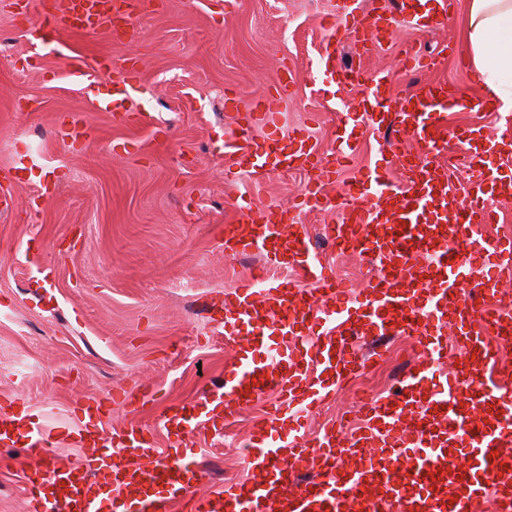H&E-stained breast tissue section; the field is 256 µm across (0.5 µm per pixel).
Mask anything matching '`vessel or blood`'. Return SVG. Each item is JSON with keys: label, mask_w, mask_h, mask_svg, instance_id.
Listing matches in <instances>:
<instances>
[{"label": "vessel or blood", "mask_w": 512, "mask_h": 512, "mask_svg": "<svg viewBox=\"0 0 512 512\" xmlns=\"http://www.w3.org/2000/svg\"><path fill=\"white\" fill-rule=\"evenodd\" d=\"M424 16L420 0H399L396 10L367 9L363 0H341L349 39L361 48L380 46L392 26L437 31L447 27L448 0H435ZM42 16L30 20L41 42L60 31H104L115 44L131 41L137 31L139 0H41ZM403 70H431L436 59L413 45L399 51ZM97 76L109 79L103 111L126 121L140 115L142 84L133 57L103 59ZM337 87L363 86L361 102L371 124L381 126L396 115L402 134L417 151L401 163L406 176L396 184L371 170L359 180L362 206L330 239L338 247L373 258L377 274L366 275L358 289L338 282L312 252L307 231L297 224L296 209L329 206L322 178L347 160L357 131L337 137L323 154L308 137L294 134L289 150L261 149L248 137L256 126L276 127L284 104L258 98L247 106L224 101L235 113L238 132L222 141L225 174L269 173L308 167L320 179L309 184L296 206L267 208L256 216L234 218L224 229L225 251L261 255L269 268L292 266L289 281L262 279L243 283L214 306L215 321L226 342L237 345V362L224 375V390L212 400L170 404L162 417L167 439L158 450L152 429L139 417L148 392L119 388L131 422L106 428L100 404H77L81 426L78 445L91 455L78 465L41 468L55 444L28 412L0 406V447L16 444L18 432L29 438V501L33 512H103L102 487H114L113 512H378L371 486H383L396 512H473L483 490L473 475L490 478L501 463L496 451L512 427V395L497 370V360L482 335L489 326L512 332V309L493 308L498 272L512 261V241L484 237L483 225L496 215L483 203L484 183L512 198V177L494 167L492 147L457 155L451 142L481 139V132L449 129L450 94L444 83L426 82L400 97L390 92V76L362 67H342L326 56L311 93L321 96L324 79ZM477 170L465 195L450 188L457 167ZM412 337L421 360L397 378L383 396L363 403L355 428L331 424L315 436L305 431L306 413L333 398L342 383L384 354L390 337ZM456 348L459 357L448 373L439 368ZM441 384H434L435 375ZM274 396L264 417L250 432L246 463L264 471L263 481H231L197 493L205 472L194 459L196 437L223 434L248 406ZM465 449L460 466L449 465L452 449ZM323 462L316 480L302 477L311 460Z\"/></svg>", "instance_id": "vessel-or-blood-1"}]
</instances>
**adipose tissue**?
Segmentation results:
<instances>
[{
    "mask_svg": "<svg viewBox=\"0 0 512 512\" xmlns=\"http://www.w3.org/2000/svg\"><path fill=\"white\" fill-rule=\"evenodd\" d=\"M463 40L482 84L512 106V0H466Z\"/></svg>",
    "mask_w": 512,
    "mask_h": 512,
    "instance_id": "ef3b65f1",
    "label": "adipose tissue"
}]
</instances>
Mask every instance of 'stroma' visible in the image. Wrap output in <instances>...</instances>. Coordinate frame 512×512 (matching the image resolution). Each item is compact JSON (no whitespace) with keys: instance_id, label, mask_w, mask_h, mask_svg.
Listing matches in <instances>:
<instances>
[{"instance_id":"1","label":"stroma","mask_w":512,"mask_h":512,"mask_svg":"<svg viewBox=\"0 0 512 512\" xmlns=\"http://www.w3.org/2000/svg\"><path fill=\"white\" fill-rule=\"evenodd\" d=\"M17 2L0 0V197L13 201L0 213V404L28 408L55 436V462L73 465L84 458L70 436L78 400L102 403L106 421L118 427L129 417L113 388L152 391L142 419L154 426L168 405L202 396L232 369L234 348L204 305L264 263L254 254L225 257L221 226L242 206L258 213L292 203L313 178L299 170L260 181L225 177L219 146L237 130L225 96L247 104L287 92L280 135L306 130L326 151L344 125L361 120L366 89L322 99L309 92L325 46L335 48L337 64L351 60L337 0H236L229 13L221 0H160L126 46L103 32L63 31L34 56ZM464 10L465 0H452L449 24L439 31L395 27L363 67L390 72L398 95L429 79L448 83L465 102L449 112V125L479 124L512 138V111L470 105L483 88L466 64ZM404 41L437 58L438 67L400 72ZM124 53L138 61L145 125L114 121L82 90L97 58ZM286 68L295 79L284 90ZM74 118L93 136L72 148L62 131ZM404 147L395 128L368 130L351 165L326 187L333 207L298 217L339 281L358 283L369 265L328 245L323 230L356 206L349 185L361 173L375 168L401 181L396 154ZM19 159L31 170L20 179L12 171ZM42 268L49 279L39 277ZM412 355L410 339L394 337L379 366L347 390L386 394L412 367ZM263 410L255 403L223 435L197 439L205 488L248 476L241 449Z\"/></svg>"}]
</instances>
